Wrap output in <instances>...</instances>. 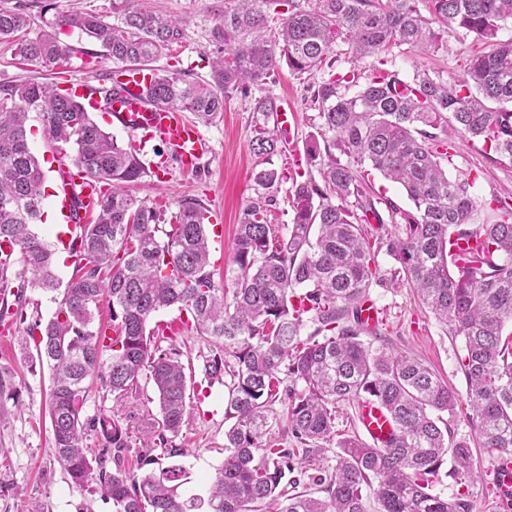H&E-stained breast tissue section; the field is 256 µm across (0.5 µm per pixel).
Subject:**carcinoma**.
I'll return each instance as SVG.
<instances>
[{
    "label": "carcinoma",
    "instance_id": "cac0c4a2",
    "mask_svg": "<svg viewBox=\"0 0 512 512\" xmlns=\"http://www.w3.org/2000/svg\"><path fill=\"white\" fill-rule=\"evenodd\" d=\"M430 2L426 17L418 0H315L309 10L288 0V16L272 37L266 7L277 0H224V20L212 37L231 58L216 57L211 81L153 74L151 102L208 125L221 118L228 91L248 94L283 62L303 74L338 62L346 51L349 67L315 92L326 142L323 184L292 178V222L279 240L267 221L268 198L259 195L244 207L224 271L230 295L215 279L202 203L186 198L165 217L129 193L147 169L91 118L81 98L35 80L0 83V322L20 324L25 357L51 370L52 453L76 488L111 502L112 512H255L268 499L282 501L280 512H366V493L381 512H470L466 494L448 499L433 492L449 459L457 484L473 479L469 443L455 439L451 428L455 393L418 359L373 347L349 323L377 278L363 225L370 215L382 219L363 184L366 164L400 184L413 204L401 213V230L388 238L387 250L426 308L463 338L475 430L482 447L512 463V336H503L512 323V200L481 202L469 175H449L454 154L445 138L451 125L512 160V39L499 38L512 22V0ZM119 10L116 24L93 13H56L40 36L27 39L21 33L30 16L3 8L0 39L14 40L24 60L50 66L74 52L57 30L77 28L116 68L140 72L181 38L177 20L138 0H121ZM448 27L479 42L461 76L448 82L418 69L404 80L383 68L379 56L394 47L438 51ZM365 57L378 58L367 82L351 96L342 93L357 85L356 62ZM278 108L271 96L255 100L260 125L251 149L258 156L278 151L280 135L268 128ZM31 112L58 149H72L84 176L110 187L95 221L80 227L76 276L63 289L54 250L34 231L44 215L46 176L27 141ZM254 181L270 190L280 175L261 168ZM453 236L479 238L481 248L453 260ZM17 264L32 278L14 272ZM30 288L52 295L57 307L48 320L27 317ZM104 302L106 324L96 322ZM171 306L188 315L184 331L215 340L216 353L204 360L206 377H230L224 418L233 424L204 496L181 490L186 472L176 463L160 462L141 475L126 468L129 434L120 416L82 419L94 382L124 396L145 381L161 414L153 445L165 459L184 456L176 440L192 410L193 371L175 346L178 334L166 336L152 322ZM306 315L317 328L303 339ZM282 373L292 383L288 429L302 445L335 435V408L345 401L376 400L395 425L380 448L341 439L336 468L320 479L322 497L296 491L294 449L277 440L261 443ZM16 397L14 372L0 367V409ZM88 428L103 447L83 446Z\"/></svg>",
    "mask_w": 512,
    "mask_h": 512
}]
</instances>
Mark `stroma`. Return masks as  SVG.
Returning a JSON list of instances; mask_svg holds the SVG:
<instances>
[{
  "instance_id": "1",
  "label": "stroma",
  "mask_w": 512,
  "mask_h": 512,
  "mask_svg": "<svg viewBox=\"0 0 512 512\" xmlns=\"http://www.w3.org/2000/svg\"><path fill=\"white\" fill-rule=\"evenodd\" d=\"M145 4L178 20L182 27L181 40L155 61L157 72L177 70L189 79L209 81L211 61L219 50L212 40V31L224 18V0H145ZM60 39L77 49L78 54L67 62L49 67L20 60L12 42L0 40V83L36 80L74 88L87 80H106L114 65L103 56L96 42L75 28L62 30ZM475 49L472 39L458 38L451 31L444 34L443 46L438 52L428 54L403 46L386 53L384 60L389 71L406 80L411 79L418 68L440 72L447 79L462 73ZM329 74L326 67L297 74L283 66L267 84L253 89L251 95L230 92L224 103L223 119L201 129L212 146L204 164L188 173L177 165H170L164 180H157L152 174L145 176L133 186V194L169 214L177 211L184 198L201 200L211 212L212 223L218 227L217 233L209 238L211 257L216 260L230 255L234 229L242 210L260 193L253 181L254 170L273 168L282 179L270 193L268 219L279 226L290 223L292 182L288 174L293 167L280 152L270 157L254 155L251 149L255 136L253 102L256 97L265 95L280 102L291 101L296 111L293 130L296 146L298 151H306L321 124L313 91ZM448 136L455 148L454 167L471 174L472 192L479 200L512 197V163L494 162L482 142L467 135L452 130ZM368 183L384 221L380 228L367 225V234L374 241L381 234L394 233L393 210H408L412 204L400 185L386 180L379 172H370ZM375 262L380 281L368 288L367 294L376 301L383 321L376 331L364 333V340L418 358L447 382L457 396L452 424L455 436L474 443L472 409L461 369V337L450 335L445 326L420 305L412 288L398 280V263L386 249H377ZM16 336L14 326H0V366L14 371L20 391L18 401L7 403L5 415L0 418V484L11 486L10 493L0 496V512H27L34 502L40 504L44 512H78L83 506L90 507L92 512H112L111 503L72 486L68 475L55 463L48 416L50 371L45 366L25 363ZM177 346L193 368L190 387L193 415L178 438L179 444L191 450L190 455L180 460L187 471L183 489L189 494H201L224 461V432L230 426L224 418L226 389L218 383L208 384L204 376L203 361L211 355L212 343L190 333L179 339ZM287 406L288 400L284 397L270 406L265 436L286 442L293 448L296 461L302 462L308 473L302 481L303 489L318 493L314 478L333 471L338 439L358 433L356 406L348 402L338 405L335 437L322 442L320 452L312 457L305 456L303 445L291 435L286 421ZM112 412L120 413L128 429L130 450L126 457L129 462H136L138 455L152 445L153 436L144 427L145 419L160 416L153 386L142 384L135 396L122 400L108 388L94 385L83 408L84 417L91 419ZM498 464L497 453L474 448V478L469 484L473 512H503L494 484Z\"/></svg>"
}]
</instances>
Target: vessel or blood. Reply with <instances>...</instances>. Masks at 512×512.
Instances as JSON below:
<instances>
[{"instance_id":"vessel-or-blood-1","label":"vessel or blood","mask_w":512,"mask_h":512,"mask_svg":"<svg viewBox=\"0 0 512 512\" xmlns=\"http://www.w3.org/2000/svg\"><path fill=\"white\" fill-rule=\"evenodd\" d=\"M150 80V74L144 71L121 79L119 96L106 107L112 123L130 132L129 145L142 157L149 158L154 151H161V160L150 165L153 172H163L169 159L183 169H198L211 151L208 140L184 113L153 106L146 101L145 92ZM55 173L59 211H68L74 205L83 217L96 211L101 200L97 187L83 180L68 165L58 164ZM359 426L377 446L384 445L395 431L390 416L375 401L362 403Z\"/></svg>"}]
</instances>
